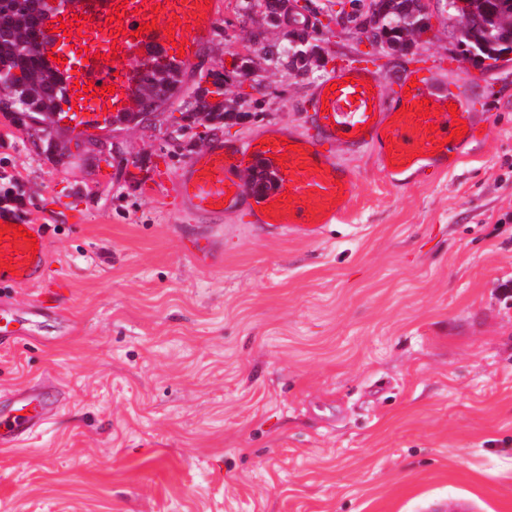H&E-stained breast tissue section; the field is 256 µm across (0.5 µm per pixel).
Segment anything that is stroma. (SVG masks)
Returning <instances> with one entry per match:
<instances>
[{
  "label": "stroma",
  "instance_id": "obj_1",
  "mask_svg": "<svg viewBox=\"0 0 512 512\" xmlns=\"http://www.w3.org/2000/svg\"><path fill=\"white\" fill-rule=\"evenodd\" d=\"M216 0L181 92L146 123L98 129L112 158L73 157L74 135L28 137L0 116V159L23 191L0 212L51 228L44 285L62 301L42 340L0 350V388L44 376L66 404L0 452V512H429L463 496L512 512V61L465 60L448 20L388 54L339 30L308 78L250 50L287 29ZM250 78L215 134L166 128L233 53ZM347 63L394 87L423 66L470 82L475 139L447 167L391 179L372 150L331 146L353 173L339 220L303 239L244 211L197 216L174 192L219 137L309 135L312 81Z\"/></svg>",
  "mask_w": 512,
  "mask_h": 512
}]
</instances>
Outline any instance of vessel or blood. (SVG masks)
I'll return each instance as SVG.
<instances>
[{
    "mask_svg": "<svg viewBox=\"0 0 512 512\" xmlns=\"http://www.w3.org/2000/svg\"><path fill=\"white\" fill-rule=\"evenodd\" d=\"M205 0H61L51 19L48 54L61 56L65 35H79L73 63L79 87L70 100V119L81 133L105 119L106 111L128 110L138 93L144 70L178 60H192L208 39L215 11ZM156 30L142 32V25ZM399 89L387 94L383 79L368 67L343 65L316 82L307 109L313 134L298 139L286 134L272 150L261 143L227 144L216 140L187 163L179 176L178 192L195 213L215 219L225 210L253 202L255 221L311 238L323 233L341 215L353 191L348 170L329 151L339 143L349 149L367 146L383 171L392 177L419 170L423 163L447 165L463 140L451 139L454 119H467L465 100L437 87L427 76L406 71ZM428 100L429 113L414 112V102ZM457 114H450L449 104ZM284 163H277L278 155ZM258 168L271 174L264 189L243 184L244 170ZM37 252L28 242L0 238V350L15 345L22 326L34 318L59 311V299L43 286L48 238L36 230ZM38 287L39 300L28 306L12 302L14 289ZM64 392L50 377L5 391L0 395V447L25 441L49 424L60 410Z\"/></svg>",
    "mask_w": 512,
    "mask_h": 512,
    "instance_id": "1",
    "label": "vessel or blood"
}]
</instances>
